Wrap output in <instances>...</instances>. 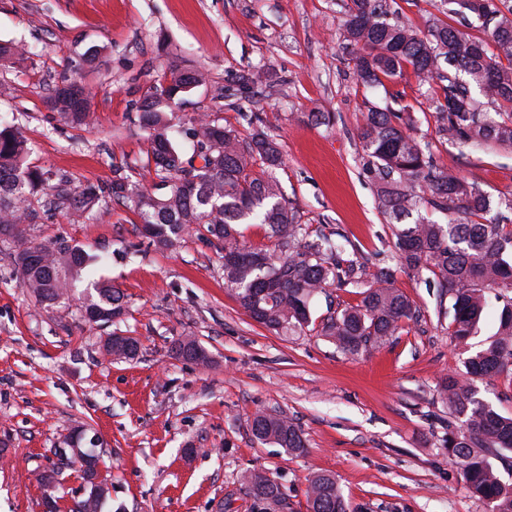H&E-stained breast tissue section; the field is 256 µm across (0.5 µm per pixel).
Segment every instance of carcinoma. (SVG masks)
Returning <instances> with one entry per match:
<instances>
[{
    "instance_id": "cac0c4a2",
    "label": "carcinoma",
    "mask_w": 512,
    "mask_h": 512,
    "mask_svg": "<svg viewBox=\"0 0 512 512\" xmlns=\"http://www.w3.org/2000/svg\"><path fill=\"white\" fill-rule=\"evenodd\" d=\"M461 13L475 15L490 40L467 35L439 20L428 33L389 17L382 0H350L342 36L352 48L358 81L381 86L407 69L421 84H437L440 138L464 147L512 148V0H454ZM205 80L197 69L171 67L147 85L138 107L146 132V166L153 183L143 187L119 175L110 184L72 186V180L30 162V147L20 130L0 124V246L10 257L21 287L43 307L66 303L80 291V319L90 325L114 323L125 313L124 293L97 276L106 252L58 241L47 245L29 238L24 225L56 212L90 220L112 200L128 207L142 224L149 245L160 252L179 248L186 235L207 232L222 253L224 284L239 305L260 325L288 336L309 326L345 354L357 356L396 335L414 318L410 299L394 287L391 267L362 270L355 253L323 235L309 239L274 171L283 164L279 142L260 120L243 138L215 114L179 116L174 107ZM89 90L64 80L49 90L47 108L71 127L92 123ZM490 105L492 111L484 109ZM410 115L388 108L368 109L358 138L372 165L378 203L391 221L423 206L444 215L438 224L419 216L396 234V264L437 289L439 313L451 314L449 329L457 344L467 345L488 300L485 289H498L499 324L493 340L465 362V374L450 376L439 393L448 413L462 418L448 427L445 448L471 491L494 503V512H512V484L491 462L512 452V417L503 416L476 396V379L512 380V228L481 222L488 198L467 179L437 163L429 144L409 126ZM193 145L184 159L178 137ZM265 224L273 247L247 244L238 225ZM431 276H424V272ZM356 288L362 300L312 319L315 297L330 288ZM115 360H132L138 339L116 337L103 344ZM174 358L199 363L208 355L193 336L171 347ZM251 432L290 453L306 450L300 429L287 417L258 411ZM65 447L82 460L87 430L75 428ZM241 484L256 502L288 512V501L266 473L250 470ZM109 487L88 484L69 512H102ZM311 512H350L336 479L316 474L307 489Z\"/></svg>"
}]
</instances>
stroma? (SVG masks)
I'll use <instances>...</instances> for the list:
<instances>
[{"instance_id":"35a3bbf8","label":"stroma","mask_w":512,"mask_h":512,"mask_svg":"<svg viewBox=\"0 0 512 512\" xmlns=\"http://www.w3.org/2000/svg\"><path fill=\"white\" fill-rule=\"evenodd\" d=\"M348 0H0V41L28 48L0 68V116L28 139L32 163L79 186L115 172L151 186L146 134L137 124L142 88L175 65L205 82L184 96L183 114L215 113L248 135L258 115L281 144L275 175L310 235L334 234L360 261L392 265L396 228L381 211L357 133L370 107L406 109L414 134L448 173L475 183L493 202L490 219L512 225V149L483 152L440 139L429 87L413 76L368 87L353 75L341 29ZM401 23L428 31L441 20L464 33L484 30L454 0H385ZM95 61L72 63L86 50ZM262 71L249 89L241 77ZM91 92L97 121L58 122L43 101L62 78ZM235 94L234 104L217 96ZM314 112L333 117L311 121ZM48 243L64 239L110 253L98 273L119 286L126 311L113 326L85 325L76 303L40 308L0 254V512H43L39 472L59 469L53 493L70 507L83 485L78 468H58L50 452L72 427L101 442L110 489L104 512H276L240 486L248 470L279 485L292 512H309L306 490L333 476L353 512H492L448 460V408L441 380L465 371L498 328L490 310L467 346L431 290L404 270L394 281L420 317L389 342L348 356L311 329L279 336L252 320L224 285L220 253L206 236L181 247H148L136 216L109 204L94 221L63 213L26 227ZM118 331L140 353L117 361L102 350ZM196 337L207 363L175 359L174 340ZM259 410L282 414L306 443L291 454L255 440Z\"/></svg>"}]
</instances>
